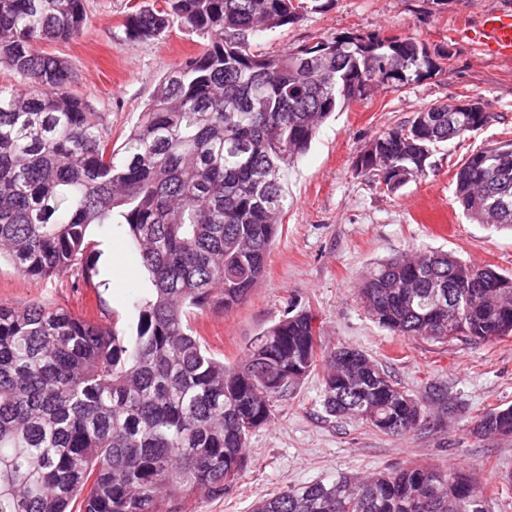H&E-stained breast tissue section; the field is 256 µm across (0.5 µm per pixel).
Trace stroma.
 Wrapping results in <instances>:
<instances>
[{
    "label": "stroma",
    "instance_id": "stroma-1",
    "mask_svg": "<svg viewBox=\"0 0 512 512\" xmlns=\"http://www.w3.org/2000/svg\"><path fill=\"white\" fill-rule=\"evenodd\" d=\"M138 3L164 6L163 0H85L83 35L43 46L66 62L73 94L102 117L116 148L159 80L208 43L177 21L159 38L129 41L124 17ZM508 8L512 0H317L299 22L253 41L255 52L278 55L347 31H375L418 38L448 57L440 72L397 90H374L324 122L288 168V207L264 276L242 304L197 314L192 326L211 352L234 364L289 308L304 307L318 315L324 347L362 351L420 399L430 385L445 387L451 411H432L431 424L408 435H385L329 416L322 377L310 375L278 402L273 421L253 432L237 483L218 499L191 496L185 512H251L258 498L289 486L411 465L457 469L493 489L494 512H512V435L476 429L485 412L512 405V337L439 343L398 336L379 326L357 296L369 271L405 253L446 251L512 275V230L477 223L454 201L455 175L466 158L512 139V62L490 59L466 37L482 14ZM476 99L487 104L490 122L439 144L425 178L390 193L357 174L354 161L376 135L434 102ZM88 237L93 287H75L67 275L31 279L4 258L0 304L43 303L120 329L136 322L132 303L147 297L152 284L134 246L117 224L90 226Z\"/></svg>",
    "mask_w": 512,
    "mask_h": 512
}]
</instances>
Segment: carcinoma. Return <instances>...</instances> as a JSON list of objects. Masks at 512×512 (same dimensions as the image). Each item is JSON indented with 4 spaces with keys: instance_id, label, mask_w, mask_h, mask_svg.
<instances>
[{
    "instance_id": "carcinoma-1",
    "label": "carcinoma",
    "mask_w": 512,
    "mask_h": 512,
    "mask_svg": "<svg viewBox=\"0 0 512 512\" xmlns=\"http://www.w3.org/2000/svg\"><path fill=\"white\" fill-rule=\"evenodd\" d=\"M133 7L131 41L181 20L209 40L172 68L123 146L72 94L66 63L41 50L85 28L84 0H0V257L22 275L89 284L92 224L125 226L149 274L136 334L63 308L0 304V512H175L194 493L222 498L246 467L252 432L319 364L328 414L391 435L428 424L427 401L351 348L327 351L301 309L227 365L190 321L244 302L266 269L287 205L284 169L337 108L376 86L440 71L411 36L347 32L277 56L251 41L298 22L311 0H168ZM491 115L431 104L376 136L357 171L393 192L424 177L438 144ZM455 199L482 224L512 228V142L471 154ZM359 296L392 333L433 342L512 337V277L447 252L377 265ZM512 434V407L482 415ZM252 512H489L484 487L452 470L409 466L365 480L289 487Z\"/></svg>"
}]
</instances>
